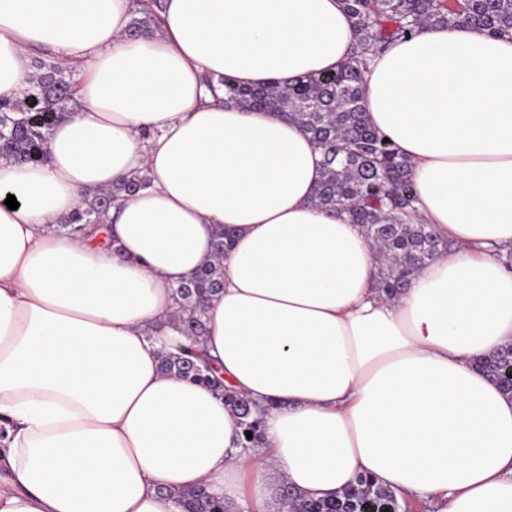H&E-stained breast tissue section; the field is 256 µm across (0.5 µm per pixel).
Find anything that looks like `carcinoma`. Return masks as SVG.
<instances>
[{"label":"carcinoma","instance_id":"carcinoma-1","mask_svg":"<svg viewBox=\"0 0 512 512\" xmlns=\"http://www.w3.org/2000/svg\"><path fill=\"white\" fill-rule=\"evenodd\" d=\"M353 20L357 51L339 68L311 73L290 81L245 87L221 76L224 103L248 110L278 111L299 123L323 151V174L314 203L328 211L347 213L361 225L379 261L377 288L393 297L407 287L411 277L428 261L448 248V242L429 226L415 220L417 194L410 177L412 163L392 142L384 141L369 123L364 104L367 60L399 39L427 25L456 26L468 23L490 34H512V0H342ZM161 0H143L141 13L131 23L137 37L150 31L149 5ZM70 68L41 59L29 86L12 101H0V160L43 163L53 127L68 114L75 85ZM146 186L133 177L107 191L83 199L81 206L58 228L71 234L81 230L91 235L112 204L123 194ZM232 235L226 230L214 243L215 261L203 266L175 289L178 310L172 327L175 343L159 351L160 368L191 382L207 384L224 396L238 419L244 447L262 441L260 411L244 395L232 391L217 376L200 348L206 333V305L224 288V253ZM481 369L496 379L502 390L512 393V343L478 359ZM188 512H226L224 505L202 488L180 493ZM281 506L288 512H402L398 495L366 476L357 486L332 499L306 497L290 486L283 489Z\"/></svg>","mask_w":512,"mask_h":512}]
</instances>
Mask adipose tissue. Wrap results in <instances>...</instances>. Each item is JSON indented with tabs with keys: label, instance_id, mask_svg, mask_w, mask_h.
<instances>
[{
	"label": "adipose tissue",
	"instance_id": "ef3b65f1",
	"mask_svg": "<svg viewBox=\"0 0 512 512\" xmlns=\"http://www.w3.org/2000/svg\"><path fill=\"white\" fill-rule=\"evenodd\" d=\"M0 0V99L44 51L83 68L46 162L0 161V512H275L371 476L431 512H512V396L476 365L512 343V35L432 25L373 58L372 126L412 162L418 213L451 250L395 297L361 225L315 206L323 154L277 112L202 78L262 86L356 46L342 0ZM140 175L111 241L55 231L88 190ZM14 195L19 207L3 199ZM202 347L259 408L264 440L211 388L163 374L157 327L214 259ZM188 512H226L224 505L202 488L188 489L180 493Z\"/></svg>",
	"mask_w": 512,
	"mask_h": 512
}]
</instances>
